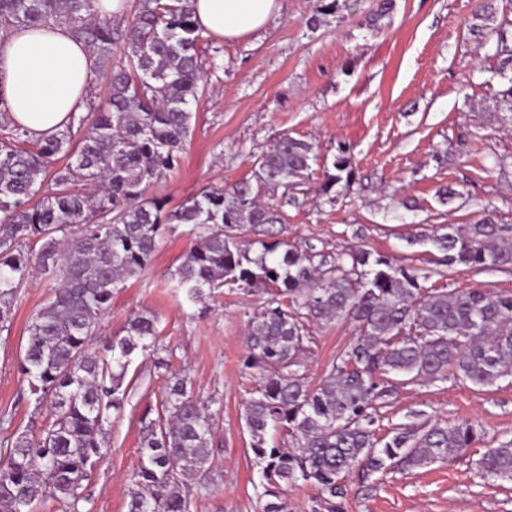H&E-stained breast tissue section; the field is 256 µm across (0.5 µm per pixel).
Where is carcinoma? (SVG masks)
<instances>
[{
  "label": "carcinoma",
  "instance_id": "obj_1",
  "mask_svg": "<svg viewBox=\"0 0 512 512\" xmlns=\"http://www.w3.org/2000/svg\"><path fill=\"white\" fill-rule=\"evenodd\" d=\"M194 0H135L116 26L94 0H0V49L14 33L64 25L96 55L108 93L56 135L34 139L9 120L0 75V329L12 322L19 289L34 272L49 276L47 300L31 318L19 371L34 412L47 409L37 434L0 438V512H36L52 500L79 512L83 482L109 453L108 431L136 386V353L159 350L157 317L139 314L104 352L93 348L113 290L150 267L158 243L189 226L193 245L171 272L197 303L227 287L262 289L249 319L243 366L259 382L244 419L266 484L262 512H287L278 486L309 482L332 502L362 475L410 471L447 460L485 437L480 426H404L374 436L375 402L408 385L448 379L477 387L512 380V293L426 287L413 268L381 253L325 255L277 239L284 223L260 196L288 193L313 178L314 144L282 137L255 162L253 178L209 186L168 209L147 187L181 159L204 92ZM471 32L507 50L512 20L482 0ZM354 179L346 151L322 164L320 195L333 204ZM257 239L240 241L243 230ZM429 242L448 267H512V226L486 213L448 226ZM344 318L358 338L339 349L326 379L307 382L305 353L314 330ZM167 371L155 410L141 417L139 464L129 478L126 512H190L186 480L201 489L214 454V401L190 377ZM274 433L291 447L269 443ZM482 478L512 482V439L476 461Z\"/></svg>",
  "mask_w": 512,
  "mask_h": 512
}]
</instances>
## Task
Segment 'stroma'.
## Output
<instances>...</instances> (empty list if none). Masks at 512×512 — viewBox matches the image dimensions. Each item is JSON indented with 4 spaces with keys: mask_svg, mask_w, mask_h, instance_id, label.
<instances>
[{
    "mask_svg": "<svg viewBox=\"0 0 512 512\" xmlns=\"http://www.w3.org/2000/svg\"><path fill=\"white\" fill-rule=\"evenodd\" d=\"M376 2L280 0L260 31L236 41L205 38V93L190 106L193 132L179 167L149 193L173 208L206 186L251 178L257 156L286 135L316 144L324 159L342 147L355 176L336 204L323 201L315 179L288 202L264 194L285 213L281 240L330 255L380 252L428 274L436 287L512 293V267L448 268L431 244L412 241L474 223L487 208L499 223L512 224V122L496 117L512 62L469 35L477 0H395L374 31L368 20ZM446 186L460 193L448 204L437 197ZM190 242L183 226L160 241L148 271L115 289L100 322V335L111 337L130 318L155 315L162 349L158 357L134 360L133 370L147 375V390L112 426L111 452L84 482L81 512H126L129 477L139 462V417L166 386L152 370L159 357L214 401L211 489L192 495L191 512H261L243 421L255 374L242 360L246 324L266 295L225 289L202 303L185 300L170 274ZM47 283L43 275L22 288L9 329L0 331V413L23 428L44 421L27 402L18 364ZM355 339L344 319L318 330L306 361L309 384L324 379L337 349ZM426 419L470 421L486 438L427 468L352 477L336 502L340 512H512V483L483 480L476 470L490 440L512 439V385L479 388L451 377L405 387L384 399L376 434Z\"/></svg>",
    "mask_w": 512,
    "mask_h": 512,
    "instance_id": "stroma-1",
    "label": "stroma"
}]
</instances>
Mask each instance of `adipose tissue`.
Segmentation results:
<instances>
[{
  "label": "adipose tissue",
  "instance_id": "adipose-tissue-1",
  "mask_svg": "<svg viewBox=\"0 0 512 512\" xmlns=\"http://www.w3.org/2000/svg\"><path fill=\"white\" fill-rule=\"evenodd\" d=\"M204 34L237 40L261 29L280 9L279 0H195ZM12 122L34 137L63 130L85 108L86 90L97 73L95 55L66 28L20 33L0 51Z\"/></svg>",
  "mask_w": 512,
  "mask_h": 512
}]
</instances>
